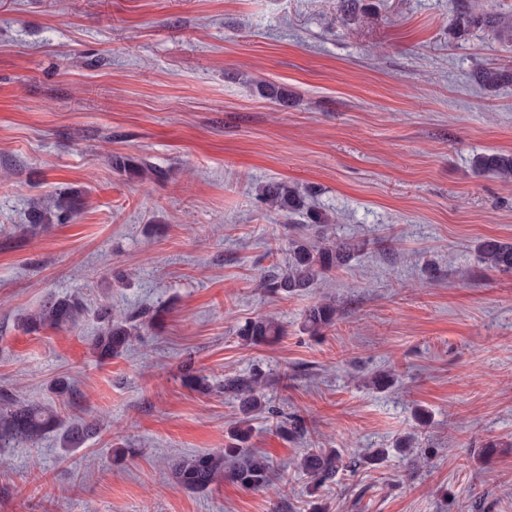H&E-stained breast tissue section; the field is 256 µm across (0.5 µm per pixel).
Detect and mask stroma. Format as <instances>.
Segmentation results:
<instances>
[{"mask_svg":"<svg viewBox=\"0 0 512 512\" xmlns=\"http://www.w3.org/2000/svg\"><path fill=\"white\" fill-rule=\"evenodd\" d=\"M372 2L343 23L340 0H0V391L99 428L70 451L56 432L0 447V512H512V273L475 251L512 242V179L472 169L512 153V82L471 83L512 69V0ZM482 12L495 27L453 36ZM268 180L310 189L364 250L268 291L292 235L261 207ZM60 196L77 214L30 234ZM50 296L79 302L75 324L26 331ZM324 298L336 320L308 335ZM105 307L151 321L102 361ZM264 314L283 335L248 344ZM255 368L267 407L246 446L286 495L175 488L172 461L231 443L224 381ZM379 371L395 385L373 389ZM294 416L306 436L282 434ZM312 448L367 463L317 490L297 467ZM510 72L501 67L482 66L472 75V82L484 90H493L506 80L512 81ZM336 319V304L333 301L320 300L310 306L303 315L305 330L312 336H318Z\"/></svg>","mask_w":512,"mask_h":512,"instance_id":"obj_1","label":"stroma"}]
</instances>
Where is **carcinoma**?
I'll return each instance as SVG.
<instances>
[{
  "label": "carcinoma",
  "mask_w": 512,
  "mask_h": 512,
  "mask_svg": "<svg viewBox=\"0 0 512 512\" xmlns=\"http://www.w3.org/2000/svg\"><path fill=\"white\" fill-rule=\"evenodd\" d=\"M511 80L512 72L501 67L482 66L472 75V82L484 90H493L499 84ZM123 168L149 173L154 179L165 178V172L135 158L118 161ZM474 169L497 178H512V153L491 152L475 157ZM268 211L280 212L290 217H300V224L318 233V239L309 242L304 238H293L288 242V261L285 265L266 275V286L272 292L298 293L316 287L326 277L346 267L364 248V243L347 238H331L324 235L323 228L335 223L327 212L306 202L307 195L297 186L271 180L266 182L258 194ZM478 259L486 268L499 273H512V243L495 238L481 240L477 247ZM78 306L68 299H46L31 313L23 325L28 331L41 328H61L76 321ZM103 326L92 342V347L101 360L118 357L138 335L140 324L131 317L116 320L112 311L104 308L100 312ZM336 319V304L320 300L310 306L303 315L305 330L318 336ZM249 343L271 344L282 334L281 326L272 318L258 317L239 331ZM264 375L251 371L246 375L224 380V393L236 399L241 411L249 415L262 407ZM62 430L63 448H77L97 431V425L76 423L61 428L58 414L49 407L20 403L7 393H0V447L24 448L32 445L43 435ZM249 429L237 434V442L217 452H202L175 460L170 465L173 484L178 489L189 491L206 490L224 478V461L231 459L235 466L230 473L233 481L245 489H264L272 484L270 464L262 456L238 447L245 441ZM342 467V456L334 448H319L305 454L300 469L309 475L314 486L321 487L334 481Z\"/></svg>",
  "instance_id": "obj_1"
}]
</instances>
